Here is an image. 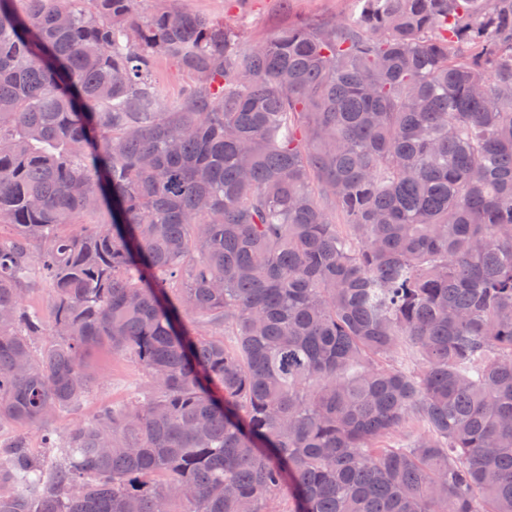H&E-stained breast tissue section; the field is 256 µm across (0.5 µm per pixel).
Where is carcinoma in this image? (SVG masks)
<instances>
[{"label":"carcinoma","mask_w":512,"mask_h":512,"mask_svg":"<svg viewBox=\"0 0 512 512\" xmlns=\"http://www.w3.org/2000/svg\"><path fill=\"white\" fill-rule=\"evenodd\" d=\"M354 3L0 0V512H512V0ZM174 3L189 13L231 24L251 44L267 41L298 20L336 21L352 8L351 0H176ZM154 77L162 90L164 100L168 103L175 102L181 96L184 85L189 81V76L182 71L177 63L164 54L154 57ZM83 363L91 380L81 404L53 422V428L61 435L78 422L91 419L104 405L121 407L130 403L137 392L151 384L133 357L113 354L108 345L95 347ZM41 430L42 428L39 425H30L27 427L4 425L0 427V440L10 441L14 438L22 437L27 441L28 447L31 448L35 454L49 462L54 457V451L49 448H44L45 445L41 437Z\"/></svg>","instance_id":"carcinoma-1"}]
</instances>
